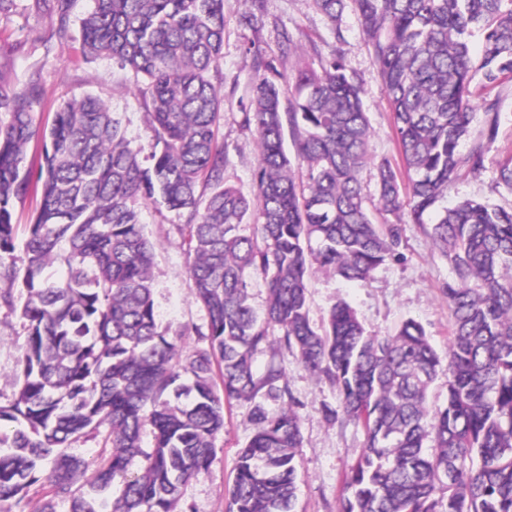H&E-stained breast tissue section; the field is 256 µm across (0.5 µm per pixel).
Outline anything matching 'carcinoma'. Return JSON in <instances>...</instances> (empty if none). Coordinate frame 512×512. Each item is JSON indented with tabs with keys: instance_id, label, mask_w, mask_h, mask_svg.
<instances>
[{
	"instance_id": "obj_1",
	"label": "carcinoma",
	"mask_w": 512,
	"mask_h": 512,
	"mask_svg": "<svg viewBox=\"0 0 512 512\" xmlns=\"http://www.w3.org/2000/svg\"><path fill=\"white\" fill-rule=\"evenodd\" d=\"M50 2L65 36L70 0ZM345 2L316 0L333 26ZM351 2L406 172L387 159L376 164L372 209L358 179L371 160V128L336 54L292 83L264 63L245 114L262 146L256 199L228 183L224 96L213 75L224 0H94L82 19L85 53L119 61L146 85V152L130 147L101 99L86 95L56 112L34 169L24 147L35 135L39 84L0 86V115L9 117L0 122V283L25 288L27 329L23 379L0 406L5 512H25L40 482L70 501V512H178L182 485L209 470L232 400L253 404L254 432L238 452L225 512H296L301 433L287 374L274 364L254 368L275 330L336 390L327 416L363 433L337 512H512V210L474 200L441 205L455 178L484 169L498 140L491 94L512 77V0ZM474 29L484 34L478 57L469 48ZM476 91L486 100L472 140ZM495 185L512 191V157L498 165ZM33 189L41 202L17 257L12 211ZM158 199L185 218L191 288L207 314L198 331L206 346L186 358L183 333L157 322L153 245L139 213ZM376 212L396 222L379 224ZM404 217L423 226L452 266L445 361L411 318L383 336L367 333L344 301L320 329L309 318L310 272L367 282L395 256ZM54 263L62 275L45 276ZM252 276L268 294L260 313L250 302ZM441 373L446 403L433 408L429 390ZM103 426L110 452L81 485L85 463L65 448ZM115 488L108 511L102 495Z\"/></svg>"
}]
</instances>
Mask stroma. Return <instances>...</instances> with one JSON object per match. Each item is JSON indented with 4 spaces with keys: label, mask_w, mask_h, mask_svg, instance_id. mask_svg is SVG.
<instances>
[{
    "label": "stroma",
    "mask_w": 512,
    "mask_h": 512,
    "mask_svg": "<svg viewBox=\"0 0 512 512\" xmlns=\"http://www.w3.org/2000/svg\"><path fill=\"white\" fill-rule=\"evenodd\" d=\"M93 0H72L69 31L59 37L57 20L45 0H17V11L0 20V85L12 87L40 77V96L34 108L39 130L25 148L28 161H38L43 151V130L52 125L60 107L91 94L99 97L120 119L132 147L146 145L150 117L144 102V84L107 58L87 56L81 43V20ZM250 0H224V51L218 62L223 79V117L219 137L224 143L228 166L226 179L242 193H255L254 173L261 144L244 123L251 109V85L261 61H274L288 77L299 70H321L332 52H340L349 73L362 89L364 106L372 129V165L359 173L368 204L377 200L374 164L387 159L399 163L400 155L393 119L382 81L373 63L367 38L352 8H345L337 25H330L314 0H263V20L246 25ZM290 34L294 49L282 55L283 34ZM500 100L501 135L488 154L481 174L456 179L448 191L449 203L463 199L488 200L512 207V192L494 185L500 160L512 154V78L497 89ZM141 222L153 244L154 299L159 322L170 330L183 331L181 350L191 354L201 347L198 328L207 323L205 310L192 298L189 256L184 243L183 220L158 203L141 209ZM397 258L386 261L367 283L347 282L324 272L309 277L310 319L322 325L336 300H345L365 330L385 335L412 318L420 322L439 354H447L452 317L444 286L452 276L442 257L420 225H401ZM13 306L0 304V404H7L17 388V363L26 344V329L20 315L22 289H13ZM281 365L288 375V388L299 419L301 446L298 450V512H337L340 481L347 464L363 447V435L353 424L330 420L324 405L335 403L336 392L322 378L304 369L280 342H272L255 359L256 370L269 362ZM252 406L232 402L225 409L224 431L215 440V451L207 473L181 488L182 512H224L237 452L251 436Z\"/></svg>",
    "instance_id": "stroma-1"
}]
</instances>
